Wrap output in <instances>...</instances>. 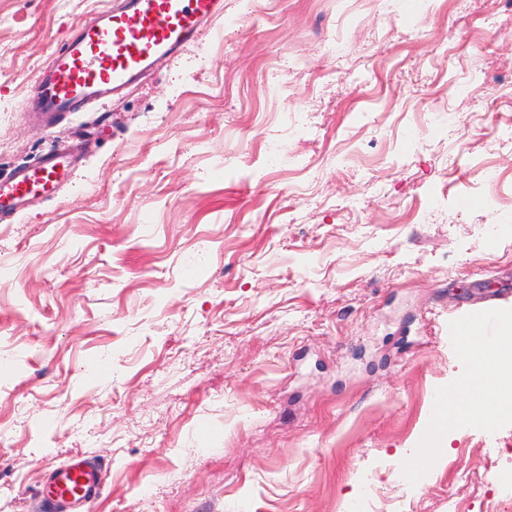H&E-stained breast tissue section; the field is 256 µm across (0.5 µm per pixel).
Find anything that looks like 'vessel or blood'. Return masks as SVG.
<instances>
[{"mask_svg": "<svg viewBox=\"0 0 512 512\" xmlns=\"http://www.w3.org/2000/svg\"><path fill=\"white\" fill-rule=\"evenodd\" d=\"M223 9V0H122L69 35L35 76L30 108L55 123L130 87L176 57ZM75 153L49 157L35 169L0 174V218L52 197L77 172ZM103 479L87 460L58 467L43 492L50 512H80L99 496Z\"/></svg>", "mask_w": 512, "mask_h": 512, "instance_id": "b4317fda", "label": "vessel or blood"}]
</instances>
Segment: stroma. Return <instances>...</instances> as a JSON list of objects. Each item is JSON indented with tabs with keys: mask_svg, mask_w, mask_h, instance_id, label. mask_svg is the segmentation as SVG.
<instances>
[{
	"mask_svg": "<svg viewBox=\"0 0 512 512\" xmlns=\"http://www.w3.org/2000/svg\"><path fill=\"white\" fill-rule=\"evenodd\" d=\"M104 2L0 0V171L91 146L0 222V512H43L82 456L90 512L512 499L484 474L512 468V416L430 418L439 385L475 404L471 310L507 288L512 312V0H426L421 29L376 0H224L122 98L46 126L33 78Z\"/></svg>",
	"mask_w": 512,
	"mask_h": 512,
	"instance_id": "obj_1",
	"label": "stroma"
}]
</instances>
